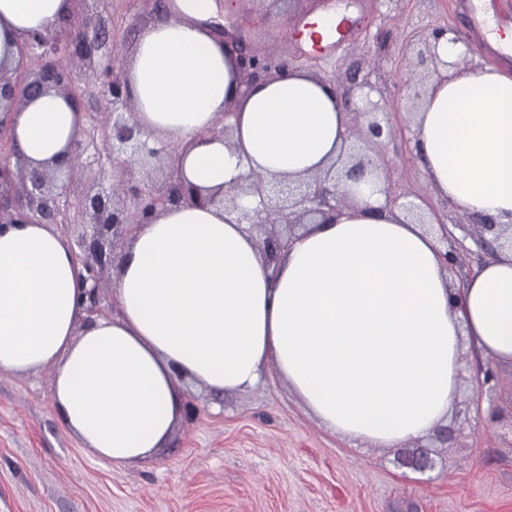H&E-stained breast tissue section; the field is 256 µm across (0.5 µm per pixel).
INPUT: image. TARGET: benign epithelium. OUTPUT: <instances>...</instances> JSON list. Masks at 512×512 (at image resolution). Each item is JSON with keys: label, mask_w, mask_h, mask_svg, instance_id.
<instances>
[{"label": "benign epithelium", "mask_w": 512, "mask_h": 512, "mask_svg": "<svg viewBox=\"0 0 512 512\" xmlns=\"http://www.w3.org/2000/svg\"><path fill=\"white\" fill-rule=\"evenodd\" d=\"M456 44L462 37L455 29L438 26L428 34L418 36L416 42L408 43L406 51L416 50L417 64L431 65V73L440 75V69L448 65L460 66V63H447L437 53V43L444 37ZM109 38L108 30L98 29L93 36L84 32V21L75 12L59 20L46 32L33 34L19 48L20 61L13 75L0 77V112H10L30 100L39 97L49 89L63 93L70 102L82 106V94L75 85L74 73L69 70L64 60L77 57L86 62L91 70L103 80L107 107L112 109V127L102 131L103 144L112 169L125 175L122 181L123 200L114 202L110 196L100 192L85 196L80 202L81 213L91 219L93 232L82 241L81 252L77 261L87 271L92 280V288L87 293L85 311L88 317L100 312L98 290L101 288L103 268L107 255L103 248V239L112 234L117 241L129 235L134 227L148 215L169 206L181 203H221L234 209L239 208L238 200L254 194L259 201L253 208L244 207L240 220L253 229H261L265 234L263 251L268 262L277 260L289 237L285 232L303 223L306 216H317L325 212H334L339 206L347 204L348 196L343 189V180L360 181L365 173L380 167L371 157L381 142L384 127L378 121L375 106L371 102L358 110L366 121L363 146L350 147L344 168L340 171L330 168L321 175L305 182L290 181L268 182L256 172L247 174L243 181L229 185L224 189V198L212 195L202 197L186 188L180 181L177 170L158 186L145 185L139 175L140 167L152 159L168 156L165 146L151 147L144 139L140 127L130 122L127 114L130 93L125 79L118 73V56L101 52ZM225 44L232 51L240 52L244 68L258 72L279 73L286 68L284 63H273L255 55L243 52L239 39L226 35ZM405 98L419 103L426 94L427 85L422 77H413L405 81ZM20 156L16 141L11 135L7 122L0 120V182L10 183L17 176L30 184L26 190L24 203L14 206L15 211L23 214L31 222L55 224L60 215L57 196L46 190L49 171H23L15 173L11 167V158ZM443 249L439 251L444 264L455 267L462 251L466 250L463 242L448 234V225L437 220ZM476 245L485 253L496 249L512 250V236L505 235L504 230L495 224L480 225V233L474 238Z\"/></svg>", "instance_id": "1"}]
</instances>
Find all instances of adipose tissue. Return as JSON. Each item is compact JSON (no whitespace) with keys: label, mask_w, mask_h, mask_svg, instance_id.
Listing matches in <instances>:
<instances>
[{"label":"adipose tissue","mask_w":512,"mask_h":512,"mask_svg":"<svg viewBox=\"0 0 512 512\" xmlns=\"http://www.w3.org/2000/svg\"><path fill=\"white\" fill-rule=\"evenodd\" d=\"M72 0H0V75ZM217 0H174L125 67L148 142L177 144L178 173L203 192L248 170L306 181L348 147L335 85L288 69L242 89L208 30ZM233 108L230 140L209 131ZM83 113L51 90L10 115L23 163L45 170L80 139ZM421 166L439 194L512 226V75L448 69L414 115ZM350 203L304 225L270 274L223 205L168 207L140 224L112 285L114 316L88 318L68 240L48 224H0V371L53 369L66 426L113 466L163 447L182 422L179 377L242 392L276 373L328 432L400 448L445 424L464 346L512 365V251L454 286L433 230L388 208L371 177Z\"/></svg>","instance_id":"1"}]
</instances>
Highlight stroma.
<instances>
[{"label": "stroma", "instance_id": "1", "mask_svg": "<svg viewBox=\"0 0 512 512\" xmlns=\"http://www.w3.org/2000/svg\"><path fill=\"white\" fill-rule=\"evenodd\" d=\"M219 22L241 28L247 53L310 72L334 83L340 94L368 83L384 107L392 134L380 153L391 167L396 192L425 197L430 213L447 216L451 233L471 246L477 220L448 210L418 163L413 162L412 104L397 106L399 89L415 72L405 43L439 25L465 30L452 0H342L360 36L340 50L307 53L287 38L300 19L317 14L319 0H223ZM169 0H78L87 32L106 27L105 52L131 55L141 31L168 15ZM84 90L86 149L78 174L53 188L65 222L60 233L78 247L90 228L79 203L111 193L100 131L112 116L98 83L72 60ZM479 251L450 270L452 280L472 274ZM491 370L494 387L475 402L478 370ZM52 370L26 375L0 372V512H512V367L493 359L462 357L459 397L448 424L455 440L422 441L431 460L422 471L403 463V448H355L326 432L287 384L270 377L241 393L217 394L182 378L187 408L167 447L116 469L84 448L60 421L51 392Z\"/></svg>", "mask_w": 512, "mask_h": 512}]
</instances>
